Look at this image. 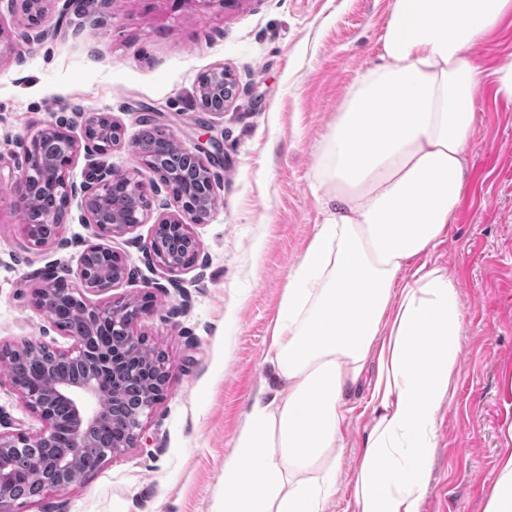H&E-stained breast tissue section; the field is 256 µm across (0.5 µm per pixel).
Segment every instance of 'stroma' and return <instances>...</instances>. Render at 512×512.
<instances>
[{"mask_svg":"<svg viewBox=\"0 0 512 512\" xmlns=\"http://www.w3.org/2000/svg\"><path fill=\"white\" fill-rule=\"evenodd\" d=\"M392 0H112L100 20L52 0L56 36L0 54V177L23 140L63 119L80 132L105 112L136 139L141 116L187 144L215 142L217 203L192 232L194 266L169 295L147 252L153 227L110 239L129 280L102 294L150 298L134 331L171 368L165 398L143 420L138 447L105 459L85 480L26 504V512H213L224 461L269 374L264 355L288 275L323 216L311 169L358 73L377 62ZM229 67L237 99L220 115L196 105L198 76ZM469 183L454 224L431 253L449 266L465 308L460 370L441 406L421 512H483L512 448V102L484 93ZM62 247H25L23 217L0 194V348L74 341L34 305L51 265H77L93 231L71 206ZM0 420L39 433L43 422L10 383Z\"/></svg>","mask_w":512,"mask_h":512,"instance_id":"1","label":"stroma"}]
</instances>
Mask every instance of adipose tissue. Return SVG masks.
Listing matches in <instances>:
<instances>
[{
  "label": "adipose tissue",
  "mask_w": 512,
  "mask_h": 512,
  "mask_svg": "<svg viewBox=\"0 0 512 512\" xmlns=\"http://www.w3.org/2000/svg\"><path fill=\"white\" fill-rule=\"evenodd\" d=\"M511 17L512 0H393L379 61L313 164L323 221L288 275L273 383L235 437L216 512H327L363 383L356 512H420L464 331L453 274L423 258L465 196L482 90L512 101V52L491 67L474 52Z\"/></svg>",
  "instance_id": "ef3b65f1"
}]
</instances>
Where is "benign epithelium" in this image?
I'll use <instances>...</instances> for the list:
<instances>
[{"mask_svg": "<svg viewBox=\"0 0 512 512\" xmlns=\"http://www.w3.org/2000/svg\"><path fill=\"white\" fill-rule=\"evenodd\" d=\"M8 12L19 14L24 23L16 35L17 43L29 48L41 43L49 33L42 28V19L51 0H5ZM200 110L223 113L237 98L234 76L228 67L218 64L203 73L196 86ZM116 148H125L141 165L149 166V151L141 138L124 140L122 126L108 113L86 115L81 135L76 136L63 120L46 122L27 137L24 160L11 174L9 191L15 207L23 212L39 187L60 191L61 203L49 205L47 229L27 225L26 242L40 246L63 245V223L69 204L77 199L83 223L95 229L99 239L125 235L141 224L154 221V233L149 254L166 283L154 282V288L169 293V286L179 282V276L196 260L199 242L191 232L194 224L208 221L216 203L215 174L207 165L213 158L201 143L183 144L174 163H196L200 175L207 180L205 198L192 197V184L177 188L167 180L146 186L131 173L121 172L104 163H90L81 184L69 181V170L81 155L91 158L105 155ZM122 189L131 197H150L165 191L177 204L174 212L152 216L127 210L122 199L106 200L109 191ZM130 276L127 258L112 248L89 242L82 251L77 268L57 264L44 274V282L36 288L35 306L50 321H56L58 309L75 304L80 309L81 333L67 331L74 339L73 348L58 351L61 359L83 369V374L47 373L37 386L16 378L11 361L12 349H0V379L8 378L25 404L44 422L36 435L0 431V512H19L15 504L53 490L63 491L80 483L108 456H115L138 446L142 434V418L163 398L170 378L165 360L156 364L153 387L141 395L138 411L123 422L116 438L103 446L97 455L87 454L93 431L110 421L114 406L112 396L103 382L104 374L117 368L129 372L132 380L149 373L143 360L142 338L134 333V324L151 307L134 298L117 299L105 304H93L85 293H104ZM63 429L69 452L57 457L48 469L41 468L37 459L42 449L52 446L58 429ZM33 469L34 489L23 490L16 484V469Z\"/></svg>", "mask_w": 512, "mask_h": 512, "instance_id": "1", "label": "benign epithelium"}]
</instances>
